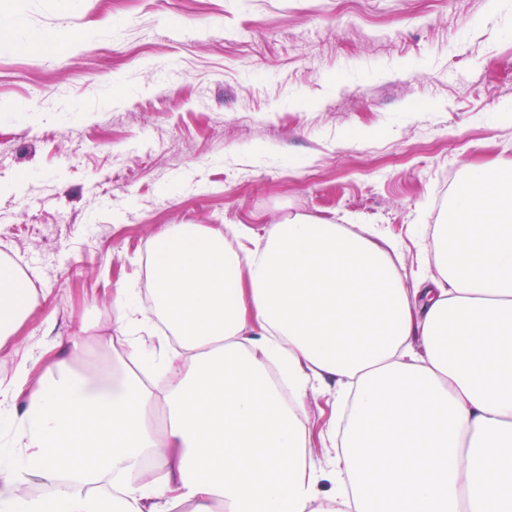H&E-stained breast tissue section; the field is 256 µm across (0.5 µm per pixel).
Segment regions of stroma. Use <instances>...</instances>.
<instances>
[{"mask_svg":"<svg viewBox=\"0 0 512 512\" xmlns=\"http://www.w3.org/2000/svg\"><path fill=\"white\" fill-rule=\"evenodd\" d=\"M13 18L59 49L17 50ZM510 103L512 0H0V262L40 300L0 378L77 334L74 368L122 371L105 312L167 224L369 226L412 277L442 177L512 163ZM335 419L309 391L317 466Z\"/></svg>","mask_w":512,"mask_h":512,"instance_id":"35a3bbf8","label":"stroma"}]
</instances>
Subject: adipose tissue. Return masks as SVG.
Wrapping results in <instances>:
<instances>
[{
  "instance_id": "obj_1",
  "label": "adipose tissue",
  "mask_w": 512,
  "mask_h": 512,
  "mask_svg": "<svg viewBox=\"0 0 512 512\" xmlns=\"http://www.w3.org/2000/svg\"><path fill=\"white\" fill-rule=\"evenodd\" d=\"M234 236L228 248L198 224L156 234L151 309L132 285L112 293L130 369L80 375L54 360L14 425L22 459L0 452V512L20 504L18 463L60 480L26 512H512L511 169L457 184L421 288L371 229L297 215L261 241L242 224ZM30 300L29 280L1 263V335ZM317 385L345 417L327 472L300 420ZM158 399L161 432L147 420ZM145 458L160 488L101 489Z\"/></svg>"
}]
</instances>
